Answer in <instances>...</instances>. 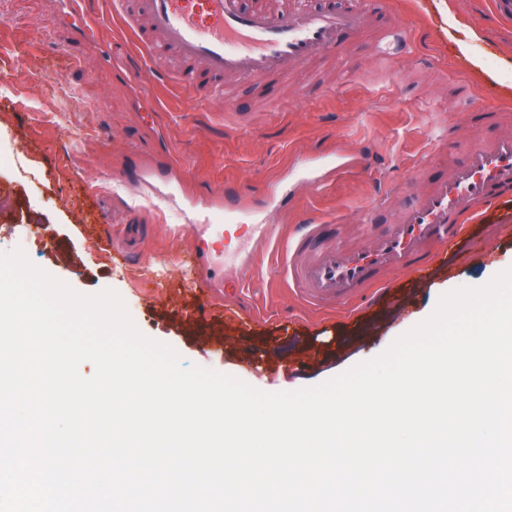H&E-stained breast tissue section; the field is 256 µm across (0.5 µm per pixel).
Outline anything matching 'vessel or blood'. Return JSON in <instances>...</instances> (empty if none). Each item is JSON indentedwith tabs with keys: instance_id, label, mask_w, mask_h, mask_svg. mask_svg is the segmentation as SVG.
<instances>
[{
	"instance_id": "1",
	"label": "vessel or blood",
	"mask_w": 512,
	"mask_h": 512,
	"mask_svg": "<svg viewBox=\"0 0 512 512\" xmlns=\"http://www.w3.org/2000/svg\"><path fill=\"white\" fill-rule=\"evenodd\" d=\"M138 30L148 56L174 50L184 63L177 76L186 91L210 97L227 78L262 81L284 77L305 64L340 52L371 26L384 32L376 46L389 54L400 42L385 0H356L321 6L304 0L284 9H270L246 0H135ZM512 199V133L468 148L466 161L454 167L412 204L395 222L370 237L367 246L330 245L314 249L325 227L307 218L294 232L293 254L312 252L306 262H292L288 275L314 302H341L377 286L390 269L424 271L439 252L436 243L461 239L464 220L493 204Z\"/></svg>"
}]
</instances>
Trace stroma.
Masks as SVG:
<instances>
[{
  "label": "stroma",
  "instance_id": "obj_1",
  "mask_svg": "<svg viewBox=\"0 0 512 512\" xmlns=\"http://www.w3.org/2000/svg\"><path fill=\"white\" fill-rule=\"evenodd\" d=\"M405 47L388 61L367 32L340 57L207 98L149 76L112 0H0V186L27 207L0 217V252L82 294L119 293L139 331L183 365L264 392L320 384L384 352L445 289L512 267V214L472 230L425 274L384 272L375 306L305 301L282 266L293 225L314 215L354 247L462 164L466 146L512 131V96L453 49L429 0H388ZM492 70L512 67V19L493 0H449ZM471 105L460 101L463 82ZM496 106L493 118L470 112ZM462 147L448 151L441 137ZM235 210L219 209L226 194ZM228 232L209 251V227Z\"/></svg>",
  "mask_w": 512,
  "mask_h": 512
}]
</instances>
